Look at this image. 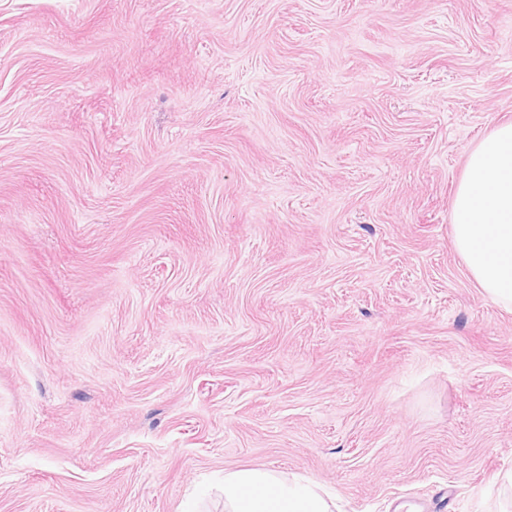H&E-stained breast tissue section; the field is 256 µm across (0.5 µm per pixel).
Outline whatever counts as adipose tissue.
Returning a JSON list of instances; mask_svg holds the SVG:
<instances>
[{"instance_id": "adipose-tissue-1", "label": "adipose tissue", "mask_w": 512, "mask_h": 512, "mask_svg": "<svg viewBox=\"0 0 512 512\" xmlns=\"http://www.w3.org/2000/svg\"><path fill=\"white\" fill-rule=\"evenodd\" d=\"M452 237L467 270L491 302L512 312V122L468 153L453 198ZM316 482L259 468L224 474V512H336Z\"/></svg>"}]
</instances>
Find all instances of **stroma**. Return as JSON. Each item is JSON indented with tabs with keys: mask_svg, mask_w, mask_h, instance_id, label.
Here are the masks:
<instances>
[{
	"mask_svg": "<svg viewBox=\"0 0 512 512\" xmlns=\"http://www.w3.org/2000/svg\"><path fill=\"white\" fill-rule=\"evenodd\" d=\"M512 0H0V512H495L512 313L451 235ZM340 512L330 491L316 482L259 468L224 473L225 512Z\"/></svg>",
	"mask_w": 512,
	"mask_h": 512,
	"instance_id": "obj_1",
	"label": "stroma"
}]
</instances>
